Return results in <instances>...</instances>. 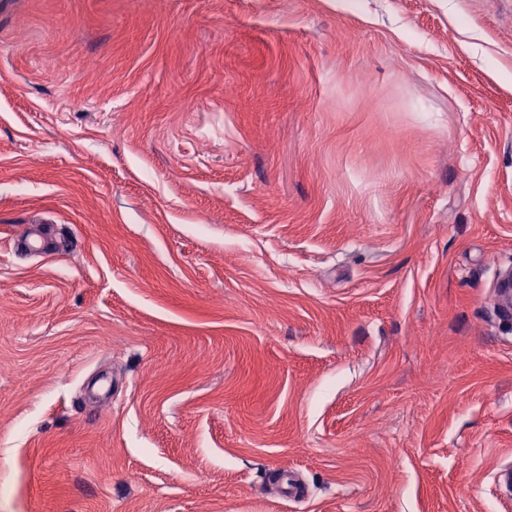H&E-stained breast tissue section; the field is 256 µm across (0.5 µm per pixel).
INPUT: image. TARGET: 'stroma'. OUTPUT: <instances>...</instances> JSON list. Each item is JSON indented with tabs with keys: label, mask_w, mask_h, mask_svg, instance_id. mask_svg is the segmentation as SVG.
Returning <instances> with one entry per match:
<instances>
[{
	"label": "stroma",
	"mask_w": 512,
	"mask_h": 512,
	"mask_svg": "<svg viewBox=\"0 0 512 512\" xmlns=\"http://www.w3.org/2000/svg\"><path fill=\"white\" fill-rule=\"evenodd\" d=\"M510 268L512 0L0 8V512H512Z\"/></svg>",
	"instance_id": "obj_1"
}]
</instances>
